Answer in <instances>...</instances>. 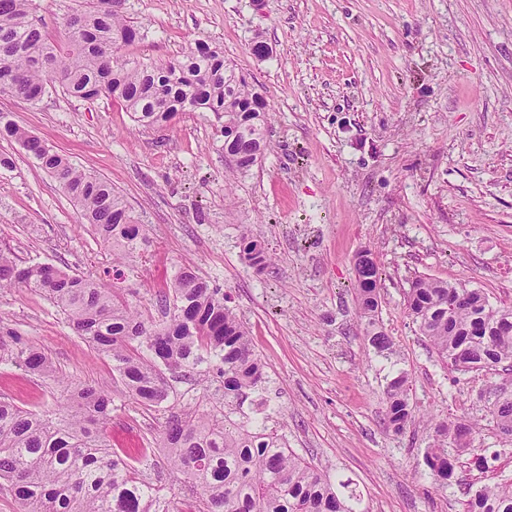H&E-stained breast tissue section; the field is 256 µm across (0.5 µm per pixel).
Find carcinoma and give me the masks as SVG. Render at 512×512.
Segmentation results:
<instances>
[{"instance_id": "1", "label": "carcinoma", "mask_w": 512, "mask_h": 512, "mask_svg": "<svg viewBox=\"0 0 512 512\" xmlns=\"http://www.w3.org/2000/svg\"><path fill=\"white\" fill-rule=\"evenodd\" d=\"M65 34L56 38L36 14L34 0H0V91L33 105L57 87L75 98L102 94L121 100L135 122L160 125L180 112L204 110L222 119L229 168L244 171L267 150L266 104L245 79L208 46L165 66L122 53L143 37L127 16V0H71ZM0 135L17 140L80 209L82 219L112 247L120 264L147 240L143 225L123 195L106 180L74 166L38 137L0 113ZM242 252L254 267L270 261L259 240L246 236ZM359 317L371 326L369 341L391 349L375 328L379 307L377 265L356 268ZM22 285L57 306L70 329L112 362L122 391L149 412L175 401L169 378L215 375L224 391L207 407L188 406L167 417L163 447L172 471L187 477L183 498L172 504L143 478L153 449L133 455L114 448L106 427L111 393L99 385L75 384L70 402L48 412L0 400V482L7 483L18 512H355L330 479L293 454L273 431L251 418L236 420L247 393L264 382L246 326L228 305L224 290L182 268L160 296L164 320L129 305L121 289L90 276L71 275L52 264L23 261L0 249V288ZM457 296L448 308V297ZM407 307L438 358L462 371L507 364L512 368V306H492L479 289L417 277ZM28 372L53 373L38 349L15 353ZM387 418L401 431L412 417L405 373L386 389ZM499 433L512 441V393L488 396ZM425 465L431 478L448 484L454 453L466 452L479 468L486 456L475 448L474 425L455 419L431 426ZM463 512H512V482L486 485Z\"/></svg>"}]
</instances>
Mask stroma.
<instances>
[{
    "instance_id": "obj_1",
    "label": "stroma",
    "mask_w": 512,
    "mask_h": 512,
    "mask_svg": "<svg viewBox=\"0 0 512 512\" xmlns=\"http://www.w3.org/2000/svg\"><path fill=\"white\" fill-rule=\"evenodd\" d=\"M127 14L148 31L129 49L142 62L221 47L266 103L270 129L261 161L233 175L213 113L147 127L103 95L54 91L36 107L0 96V112L111 182L147 226L148 244L123 268L131 306L154 308L187 264L220 285L265 365L267 427L346 484L362 512H462L470 491L511 478L512 442L482 398L506 372L448 369L405 294L425 275L512 305V0H128ZM257 40L269 56L254 55ZM1 153L13 165L0 168V248L75 275L112 271L111 248L59 184L18 143L0 139ZM246 235L271 255L264 269L245 260ZM364 250L380 269L386 355L356 314ZM7 333L60 376L5 359L0 399L53 409L70 383L115 390L111 362L40 294L0 289ZM401 371L416 417L397 434L385 391ZM166 417L115 395L106 433L157 448ZM430 417L478 422L487 469L463 453L452 482L434 484Z\"/></svg>"
}]
</instances>
